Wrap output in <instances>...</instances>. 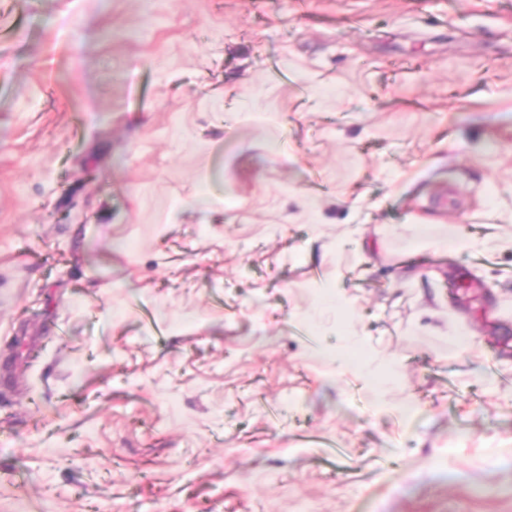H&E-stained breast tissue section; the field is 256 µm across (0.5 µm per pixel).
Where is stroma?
Segmentation results:
<instances>
[{"instance_id": "obj_1", "label": "stroma", "mask_w": 512, "mask_h": 512, "mask_svg": "<svg viewBox=\"0 0 512 512\" xmlns=\"http://www.w3.org/2000/svg\"><path fill=\"white\" fill-rule=\"evenodd\" d=\"M0 512H512V0H0Z\"/></svg>"}]
</instances>
